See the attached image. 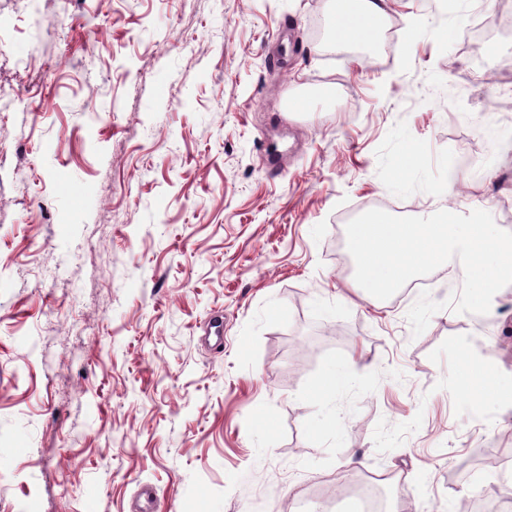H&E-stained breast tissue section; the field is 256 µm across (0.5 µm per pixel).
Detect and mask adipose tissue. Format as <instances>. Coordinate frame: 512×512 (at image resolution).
I'll return each instance as SVG.
<instances>
[{"instance_id": "ef3b65f1", "label": "adipose tissue", "mask_w": 512, "mask_h": 512, "mask_svg": "<svg viewBox=\"0 0 512 512\" xmlns=\"http://www.w3.org/2000/svg\"><path fill=\"white\" fill-rule=\"evenodd\" d=\"M331 44L343 47L371 37L386 14V0H331Z\"/></svg>"}]
</instances>
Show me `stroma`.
<instances>
[{"label":"stroma","instance_id":"obj_1","mask_svg":"<svg viewBox=\"0 0 512 512\" xmlns=\"http://www.w3.org/2000/svg\"><path fill=\"white\" fill-rule=\"evenodd\" d=\"M486 6L388 0L338 49L318 0H0V512H134L144 484L156 512H357L327 489L376 469L397 512H497L512 285L416 336L417 292L365 298L345 231L512 232V30L439 35Z\"/></svg>","mask_w":512,"mask_h":512}]
</instances>
